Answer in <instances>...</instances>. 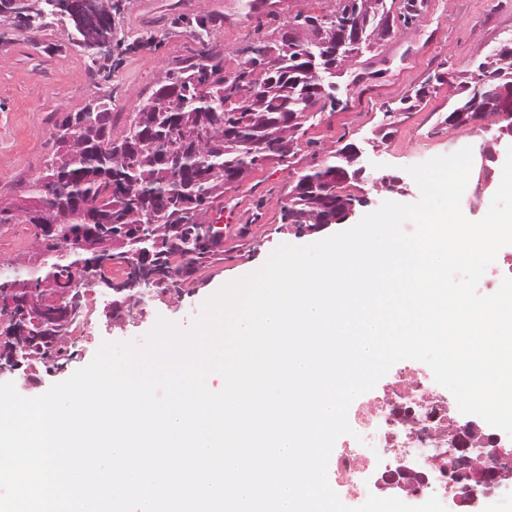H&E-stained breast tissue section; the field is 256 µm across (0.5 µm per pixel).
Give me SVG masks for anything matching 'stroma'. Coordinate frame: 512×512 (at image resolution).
<instances>
[{"mask_svg":"<svg viewBox=\"0 0 512 512\" xmlns=\"http://www.w3.org/2000/svg\"><path fill=\"white\" fill-rule=\"evenodd\" d=\"M113 45L110 79L88 76V59L68 41L67 29L52 23L32 32L0 18V203L15 201L44 169L55 149L54 124L63 113L83 108L91 99L112 98L117 124L136 112L143 95L158 78L182 62L196 60L200 49L193 33L198 20H208L213 48L224 57L226 71H234L240 50L263 38L277 42L282 28L296 13H329L336 0H269L259 14L248 12L246 0H113ZM512 43V0H424L413 25L396 24L386 39L358 52L335 82L339 104L317 105V115L298 132L293 165L270 160L227 188L208 221L222 225L224 241L209 259L178 284L152 288L147 308L127 306L112 311L115 295L97 285L87 287L82 322L87 334L72 333L69 348L75 356L65 368L49 370L29 362L26 370L10 375L25 397L44 394L53 384L85 367L105 342L141 339L158 318L189 326L203 302L226 283L259 269L279 245H307L341 232L334 224L325 231L295 234L281 220V209L296 172L320 162L345 144L362 153L373 178L403 180L407 195L377 190L372 180L352 183L350 191L368 197L349 225L377 210L385 201L410 204L420 189L408 175L409 166L472 151L480 165L484 148L495 146L506 155L507 143L493 144L498 124L477 122L451 131L440 122L457 99L462 77L471 76L493 50ZM442 81H434V74ZM426 88L419 107L404 113L400 100ZM389 125L392 134L376 139L375 129ZM31 227L14 218L0 224V269L32 254Z\"/></svg>","mask_w":512,"mask_h":512,"instance_id":"1","label":"stroma"}]
</instances>
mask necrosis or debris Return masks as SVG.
I'll list each match as a JSON object with an SVG mask.
<instances>
[{
  "label": "necrosis or debris",
  "instance_id": "obj_1",
  "mask_svg": "<svg viewBox=\"0 0 512 512\" xmlns=\"http://www.w3.org/2000/svg\"><path fill=\"white\" fill-rule=\"evenodd\" d=\"M348 422L355 435L333 451L328 480L355 497L394 495L413 506L435 496L446 512H456L442 471L448 440L462 418L453 394L435 382L429 367L396 364L389 384L352 403ZM403 464L423 473L427 487L416 490L409 480L396 492L383 487L385 473Z\"/></svg>",
  "mask_w": 512,
  "mask_h": 512
}]
</instances>
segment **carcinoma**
I'll return each instance as SVG.
<instances>
[{
    "label": "carcinoma",
    "instance_id": "carcinoma-1",
    "mask_svg": "<svg viewBox=\"0 0 512 512\" xmlns=\"http://www.w3.org/2000/svg\"><path fill=\"white\" fill-rule=\"evenodd\" d=\"M357 0H345L343 21L359 20L362 45L368 47L391 33L392 12L386 0L370 14L356 13ZM320 16L298 14L291 25L321 37ZM275 52L280 68L267 72L240 88L233 97L225 86L224 59L208 51L204 60L177 73L167 72L158 88L142 100L138 112L122 133L112 135L111 97L99 96L82 110L68 112L57 128L65 130L97 116V127L56 150L46 161L45 172L29 186L15 206L0 207V224L20 216L34 230V252L25 268L0 273V298L44 289L66 276L81 262L101 273L104 262L124 267L128 254L144 247L151 251L157 283L176 279L185 270L208 258L204 218L224 196V176L251 171L267 160L287 162L296 154L295 134L300 127L285 125L294 109L309 117L321 100L335 101V91L324 90L307 72L306 50L257 39L241 50L239 68L251 66ZM484 67L492 79L480 86L459 83V102L443 123L459 129L476 120L495 118L512 89V47L504 48ZM359 167L342 147L297 176L283 209L286 224L314 225L336 214L342 203L333 193L336 175L356 179ZM53 224L52 232L46 225ZM120 234L122 244L107 255L75 247L91 233ZM186 258L183 266L171 257Z\"/></svg>",
    "mask_w": 512,
    "mask_h": 512
}]
</instances>
